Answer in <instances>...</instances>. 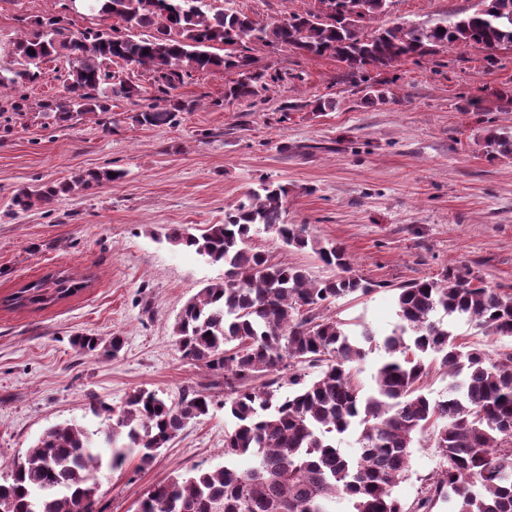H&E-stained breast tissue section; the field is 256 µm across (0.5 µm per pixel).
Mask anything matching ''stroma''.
<instances>
[{"label": "stroma", "instance_id": "obj_1", "mask_svg": "<svg viewBox=\"0 0 512 512\" xmlns=\"http://www.w3.org/2000/svg\"><path fill=\"white\" fill-rule=\"evenodd\" d=\"M473 0H394L381 26L468 9ZM66 0H0V68L14 67L12 42L37 17L65 16L70 29L93 14L65 11ZM273 21L314 9L315 0H210ZM272 75L249 101H225L234 73L194 72L178 89L195 102L174 124L135 122L159 92L148 71L121 61L109 71L142 88V101L117 99L106 115L67 122L42 118L41 100L60 94L65 59L42 64L24 92L0 95V476L57 424L106 428L90 397L117 407L135 389L178 404L208 371L184 359L173 336L183 304L223 267L167 241L172 228L200 233L224 221L244 193L268 180L286 188L284 220L316 238L342 244L355 272L373 284L365 296L333 301L327 312L349 332L382 338L397 316L401 285L470 268L494 288H512V158L489 159L486 129H512V48L488 66L483 50H445L370 71L391 91L387 103L362 101L360 78H347L328 56L287 49L254 51ZM319 98L338 102L315 112ZM125 170L124 179L8 213L22 185L57 183L89 168ZM252 247L275 261L302 266L315 278L330 271L313 253L261 235ZM62 271L83 282L77 293L44 307L10 306L26 283ZM80 335L125 340L117 357L81 353ZM232 422L216 388L207 416L188 423L152 463L131 458L102 479L101 512H136L157 484L193 468L224 463ZM440 468L429 438L416 442L410 472L396 489L412 504Z\"/></svg>", "mask_w": 512, "mask_h": 512}]
</instances>
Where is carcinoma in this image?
<instances>
[{"label": "carcinoma", "mask_w": 512, "mask_h": 512, "mask_svg": "<svg viewBox=\"0 0 512 512\" xmlns=\"http://www.w3.org/2000/svg\"><path fill=\"white\" fill-rule=\"evenodd\" d=\"M321 2L330 11L289 12L264 23L233 9L214 10L206 0H94L91 10L120 27L73 32L62 17L33 20L32 31L14 43L17 67L0 73V90L23 88L41 75V64L63 55L69 64L63 93L40 105L42 115L66 121L75 112H109L112 100L141 95L139 86L107 74L105 64L119 60L150 70L168 96L164 105L148 104L135 115L140 124L162 126L190 108L171 92L192 70L237 71L227 98L250 99L266 89V73L252 69L251 51L260 46L329 55L350 77L470 46L484 49L491 66L497 50L512 47V0H476L465 11L384 28L372 21L393 0ZM483 141L489 158H512V130L489 129ZM124 176L104 167L58 186H23L14 190L11 206L27 212L60 193ZM285 195L283 186L263 180L224 211V223L198 235L175 228L167 236L172 246L224 267L223 279L183 305L173 335L184 358L223 379L224 409L233 421L224 457H247L251 465L242 470L228 462L159 484L139 512H433L440 500L449 512H512V352L493 359L460 341L453 325L511 337L512 289L491 288L454 269L398 287V321L382 342L386 358L365 388L356 371L367 350L322 309L372 288L354 272L345 247L319 241L302 224L284 223ZM262 233L312 252L333 275L314 278L254 250L250 242ZM49 283L60 297L76 290L73 280L48 276L23 288L15 304H48ZM75 345L115 356L124 339L114 336L104 346L95 336H79ZM433 364L448 376V394L434 400L423 393ZM285 385L293 390L282 395ZM212 405L211 395L196 389L176 406L147 388L117 408L93 399L91 412L112 419L100 432L107 451L96 446L95 431L50 427L0 481V497L11 499L15 512H81V504L97 496L102 469H120L133 454L152 462ZM353 431L358 449L350 455L338 438ZM428 432L442 466L407 509L394 491L408 476L415 440Z\"/></svg>", "instance_id": "carcinoma-1"}]
</instances>
